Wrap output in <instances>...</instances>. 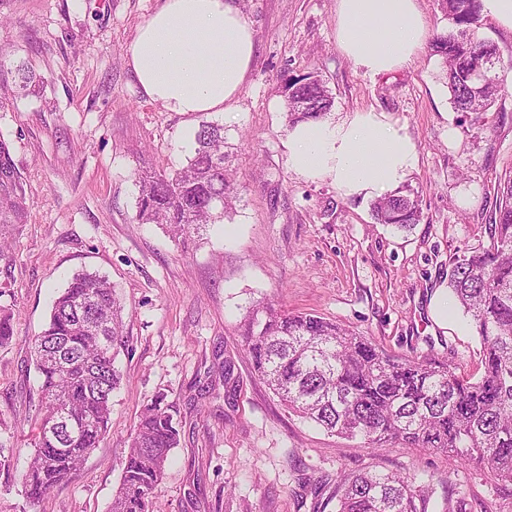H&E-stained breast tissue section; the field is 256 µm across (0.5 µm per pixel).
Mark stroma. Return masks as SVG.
Masks as SVG:
<instances>
[{
    "mask_svg": "<svg viewBox=\"0 0 512 512\" xmlns=\"http://www.w3.org/2000/svg\"><path fill=\"white\" fill-rule=\"evenodd\" d=\"M161 0H0V49L42 77L37 96L0 112L26 181L28 224L0 261V306L14 336L0 347V512H109L142 405L167 394L181 443L154 491L160 512H335L336 478L366 469L416 472L426 512H512V489L444 452L372 453L282 407L254 373L238 327L257 302L311 313L406 358L448 356L468 374L481 345L456 305L433 316L451 256L491 243L498 182L512 172V90L490 111L454 112L440 57L372 75L336 45V0H237L256 55L232 115L170 112L141 94L127 47ZM318 73L332 114L386 112L405 124L418 164L405 189L423 217L376 223L371 200L345 198L286 165L291 80ZM224 127L238 195L223 223L180 245L135 219L133 173L171 170L192 154L201 122ZM109 277L129 313L124 374L108 432L64 485L29 503L22 476L38 418L29 346L78 272ZM213 388L199 398L196 384Z\"/></svg>",
    "mask_w": 512,
    "mask_h": 512,
    "instance_id": "35a3bbf8",
    "label": "stroma"
}]
</instances>
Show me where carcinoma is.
<instances>
[{
    "mask_svg": "<svg viewBox=\"0 0 512 512\" xmlns=\"http://www.w3.org/2000/svg\"><path fill=\"white\" fill-rule=\"evenodd\" d=\"M438 2L453 28L433 43L446 66L451 104L461 113L486 112L504 89L493 81L499 51L480 34L481 0ZM40 84L26 63L9 65L0 54V112ZM332 106L320 76L290 83L288 122L320 119ZM194 142L183 167L170 173L141 168L135 177V220L158 224L182 243L223 221L234 193L224 169V126L200 124ZM372 212L376 223L397 229L419 223L422 215L419 199L400 192L375 201ZM29 217L24 177L0 138L1 260ZM493 225L489 247L449 260L448 288L481 342L479 376L459 372L447 359H401L344 326L263 303L241 325L255 373L289 411L332 434L359 437L374 452L390 445L445 452L512 486V175L497 186ZM125 317L109 279L78 273L32 339L40 419L23 475L30 503L66 482L103 440L122 380L116 359L126 348ZM11 321L1 306L0 346L13 337ZM181 431L167 395H154L130 436L111 512H157L153 493ZM431 495L432 487L416 484L415 476L384 471L341 474L334 490L336 512H425Z\"/></svg>",
    "mask_w": 512,
    "mask_h": 512,
    "instance_id": "carcinoma-1",
    "label": "carcinoma"
}]
</instances>
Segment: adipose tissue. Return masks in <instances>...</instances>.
Returning <instances> with one entry per match:
<instances>
[{"label": "adipose tissue", "mask_w": 512, "mask_h": 512, "mask_svg": "<svg viewBox=\"0 0 512 512\" xmlns=\"http://www.w3.org/2000/svg\"><path fill=\"white\" fill-rule=\"evenodd\" d=\"M427 38L418 0H336V44L367 73L406 67ZM254 52L251 25L233 0H163L127 48L144 97L188 114L232 111ZM417 162V146L405 125L372 108L288 130L289 171L330 181L345 198L389 194Z\"/></svg>", "instance_id": "ef3b65f1"}]
</instances>
